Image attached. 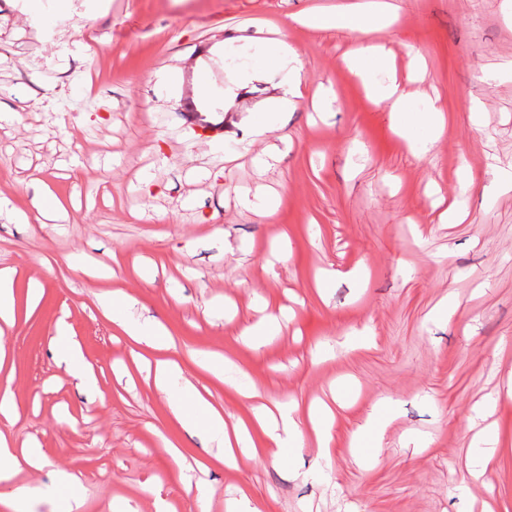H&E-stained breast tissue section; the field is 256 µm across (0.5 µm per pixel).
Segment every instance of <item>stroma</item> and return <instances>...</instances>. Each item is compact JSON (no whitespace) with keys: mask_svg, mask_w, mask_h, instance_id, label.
Segmentation results:
<instances>
[{"mask_svg":"<svg viewBox=\"0 0 512 512\" xmlns=\"http://www.w3.org/2000/svg\"><path fill=\"white\" fill-rule=\"evenodd\" d=\"M370 2L71 0L62 12L41 0L33 19L25 0H0V268L14 272L17 308L30 285L43 287L34 313L0 337V385L20 404L6 433L43 458L15 477L35 490L21 512H63V495L44 492L61 472L80 482V512H198L167 440L206 464L191 476L209 512H227L242 487L259 512H479L484 502L512 512V190L498 183L512 172V0L477 10L472 0H395L394 22L375 33L413 111L431 98L442 112L423 158L350 72L354 40L293 20ZM88 12L94 21L82 22ZM274 26L303 75L276 132L250 133L274 75L242 89L232 111L189 117L183 102L205 50L237 40L211 66L223 86L248 64L257 29ZM174 70L180 88L158 98L157 74ZM263 151L267 163H256ZM218 168L215 182L207 173ZM38 177L66 218L25 223ZM242 191L275 198L276 211L240 208ZM458 202L465 220L440 223ZM108 267L115 277H99ZM355 267L362 280L348 278ZM324 270L339 276L322 294ZM116 288L134 298L135 316L166 325L185 375L229 420L250 405L226 398L199 360L229 356L267 398L303 409L340 391L329 468L312 472L310 447L283 465L217 461L214 438L172 419L133 363V343L105 317L99 298ZM450 292L456 316L432 319ZM269 306L293 316L252 347L239 331ZM61 319L97 368L96 391L56 356ZM366 325L373 343L348 348V333ZM386 398L395 411L379 449L352 451L348 436ZM490 425L508 443L483 463L472 437Z\"/></svg>","mask_w":512,"mask_h":512,"instance_id":"35a3bbf8","label":"stroma"}]
</instances>
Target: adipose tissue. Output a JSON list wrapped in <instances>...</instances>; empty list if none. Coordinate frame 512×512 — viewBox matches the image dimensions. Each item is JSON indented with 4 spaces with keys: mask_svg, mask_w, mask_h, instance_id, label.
<instances>
[{
    "mask_svg": "<svg viewBox=\"0 0 512 512\" xmlns=\"http://www.w3.org/2000/svg\"><path fill=\"white\" fill-rule=\"evenodd\" d=\"M302 22L314 29L341 30L353 37L357 48L350 61L351 71L364 82L367 90L378 101L389 105L392 125L409 149L418 156L429 153L443 130L442 118L434 103H426L423 111H410L407 97L395 77H388L383 82L371 78L373 69L385 64L373 36L387 24L386 9L374 12L343 9L331 13H310L303 17ZM262 45L264 51L256 58L252 69L225 85L220 98L223 106H232L240 87L267 74H278L280 92L274 96L268 112L262 114L256 125L257 131L261 133L273 130L272 114L294 107L296 98L301 95L302 80L298 54L284 40L266 38ZM133 303L130 295L115 290L104 297L102 308L121 334L150 357L154 383L167 396L172 418L184 425L204 424L218 438V460L229 465L234 463L236 453L242 452L279 463L284 459L285 450L302 451L306 439L310 438L318 449L316 463L329 461L334 443V416L329 409L312 406L306 419L302 420L294 415L288 404L279 403L271 408L259 402L235 424H227L223 407L201 393L185 376L179 363L171 358L172 340L167 327L158 321L143 322L135 319L131 313ZM53 341L60 363L85 388L95 389L96 370L85 359L80 344L66 322L57 324ZM37 462L36 452L15 454L5 437L0 435V504L12 508L14 512L28 497V488L12 486L10 480L14 473L35 466Z\"/></svg>",
    "mask_w": 512,
    "mask_h": 512,
    "instance_id": "obj_1",
    "label": "adipose tissue"
}]
</instances>
